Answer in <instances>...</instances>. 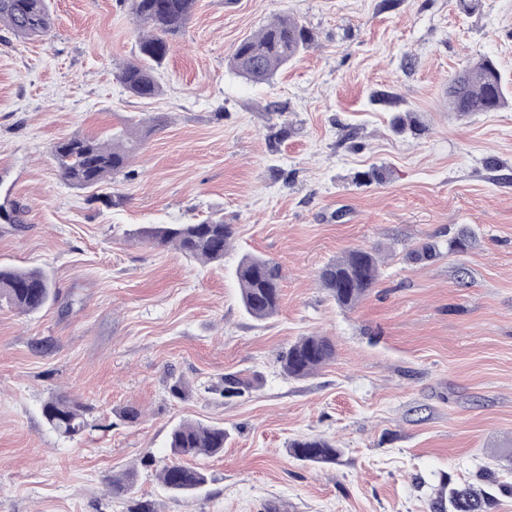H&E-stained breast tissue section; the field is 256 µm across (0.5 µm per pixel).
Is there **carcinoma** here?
<instances>
[{"label": "carcinoma", "mask_w": 512, "mask_h": 512, "mask_svg": "<svg viewBox=\"0 0 512 512\" xmlns=\"http://www.w3.org/2000/svg\"><path fill=\"white\" fill-rule=\"evenodd\" d=\"M195 0H130L133 20L149 33L138 42L141 61L127 63L117 78L124 90L138 98H153L161 87L156 71L165 62L172 40L189 23ZM0 23L21 39L42 37L52 27L48 0H0ZM314 40L313 32L290 15H283L258 34L243 38L232 55L234 70L253 82L269 80L281 67L294 60ZM507 85L496 63L482 57L448 86L453 110L462 114L495 112L507 101ZM140 139L128 131L112 135L108 142L97 137L71 136L56 143L54 158L62 178L88 191H98L109 178L130 164ZM136 235L157 245H172L189 259L221 264L234 236V227L221 217H211L197 224H155L136 230ZM473 245L472 237L461 231L448 241V250L463 254ZM378 276L377 254L357 248L325 264L319 272L323 288L335 302L353 307L373 287ZM240 300L253 318L274 316L280 306L279 271L261 256L246 255L236 271ZM51 276L40 268L14 269L0 266V299L25 314H35L56 299ZM334 347L325 336H302L289 345L280 358L282 372L292 378L311 375L327 364ZM258 382L255 375H224L219 394L242 397ZM91 406L63 396L49 397L42 413L52 429L69 438L80 435L89 426ZM226 433L218 424L183 420L174 425L168 436L171 459L157 473L160 486L168 493L191 494L202 488L208 477L204 470L183 462L185 458L214 457L224 452ZM294 458L313 464H335L342 451L322 436L297 438L288 444ZM137 471L127 469L108 478L109 493L115 499H127V512H157L149 499H130ZM487 487L471 484H446L429 505L430 512H488L495 491L512 495V484L497 482L493 474L483 476Z\"/></svg>", "instance_id": "obj_1"}]
</instances>
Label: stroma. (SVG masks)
Here are the masks:
<instances>
[{"label":"stroma","instance_id":"obj_1","mask_svg":"<svg viewBox=\"0 0 512 512\" xmlns=\"http://www.w3.org/2000/svg\"><path fill=\"white\" fill-rule=\"evenodd\" d=\"M50 5L43 37L0 25V265L43 267L58 292L32 315L0 300V512H126L105 481L131 467L132 496L159 512H429L444 481L512 484V0H196L151 99L117 79L137 59L127 0ZM283 13L314 43L269 81L238 75L237 43ZM481 57L508 106L449 110V80ZM402 112L421 134L393 132ZM158 114L100 199L60 177L56 142ZM212 215L236 228L220 266L133 235ZM461 229L476 242L457 255ZM426 243L438 255L414 257ZM354 248L376 250L379 276L342 308L318 272ZM246 255L280 267L265 321L240 304ZM310 335L334 358L283 375L280 354ZM231 372L263 380L216 395ZM56 394L91 405L80 436L44 420ZM183 419L227 439L195 460L205 488L172 497L156 469ZM311 435L339 462L289 454Z\"/></svg>","mask_w":512,"mask_h":512}]
</instances>
